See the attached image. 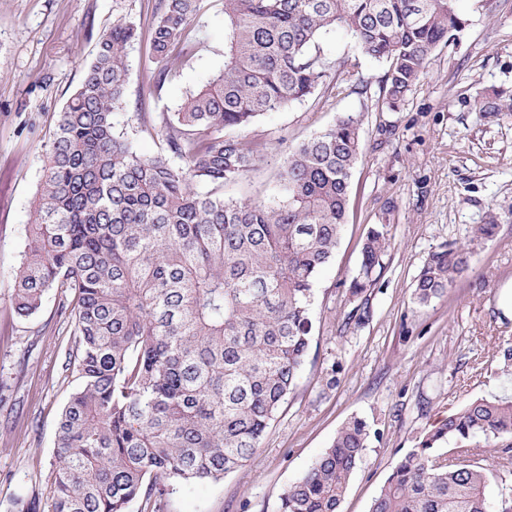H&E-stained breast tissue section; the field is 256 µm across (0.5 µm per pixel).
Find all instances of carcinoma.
Segmentation results:
<instances>
[{
  "label": "carcinoma",
  "instance_id": "obj_1",
  "mask_svg": "<svg viewBox=\"0 0 512 512\" xmlns=\"http://www.w3.org/2000/svg\"><path fill=\"white\" fill-rule=\"evenodd\" d=\"M201 10L202 0H155V87L200 45ZM466 26L456 0H224V68L163 118L157 155L137 152L115 122L141 31L120 18L99 37L60 112L12 298L30 316L59 288L73 326L64 365L76 387L58 424L52 512H129L137 499L161 512L168 487L220 480L255 452L299 378L313 287L346 223L363 142L348 115L281 151L280 196L266 205L217 194L272 147L239 132L343 83L394 111ZM333 29L384 65L377 86L356 62L331 65L320 41ZM477 103L512 112L495 89ZM200 183L212 190L195 191ZM498 228L491 214L472 239ZM391 244L386 225L368 230L351 296L375 284ZM469 260L455 244L431 253L413 300L444 296ZM368 437L364 420L346 422L279 512H339ZM447 439L459 443L452 460L437 448ZM490 439L512 450V398H476L441 419L370 512H490L498 470L467 446Z\"/></svg>",
  "mask_w": 512,
  "mask_h": 512
}]
</instances>
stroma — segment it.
Wrapping results in <instances>:
<instances>
[{
	"label": "stroma",
	"mask_w": 512,
	"mask_h": 512,
	"mask_svg": "<svg viewBox=\"0 0 512 512\" xmlns=\"http://www.w3.org/2000/svg\"><path fill=\"white\" fill-rule=\"evenodd\" d=\"M154 0H0V512L18 500L49 512L61 412L76 385L64 367L72 326L48 291L39 312L12 309L13 277L27 244L43 161L59 114L80 83L99 36L130 16L152 21ZM469 26L439 48L427 77L397 111L364 108L340 94L326 106L295 102L245 134L293 146L343 115L360 123L364 153L353 171L347 222L320 272L313 337L300 377L244 466L219 481L170 487L162 512H279L348 420L374 435L340 512H369L392 469L420 436L473 398L512 393L502 375L512 348V112L485 114L475 96L496 86L512 95V0H458ZM209 36L176 77L155 88L147 39L130 49L117 128L141 153L162 152L156 128L223 65V0H207ZM279 157L269 151L225 185L230 199L271 203ZM499 230L470 238L489 214ZM388 225L392 246L366 299L349 283L370 227ZM471 251L446 295L419 306L413 284L426 258L447 244ZM368 321L347 322L360 304Z\"/></svg>",
	"instance_id": "35a3bbf8"
}]
</instances>
